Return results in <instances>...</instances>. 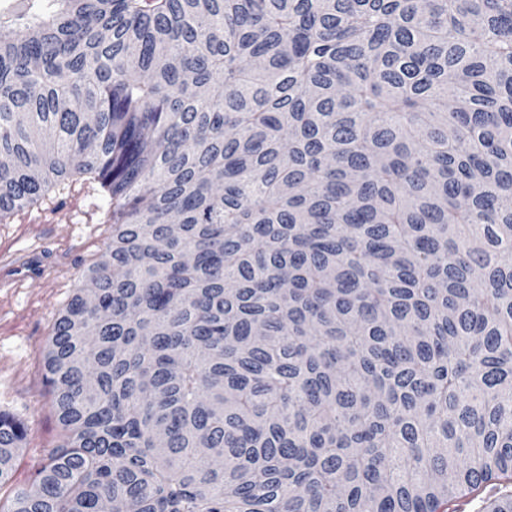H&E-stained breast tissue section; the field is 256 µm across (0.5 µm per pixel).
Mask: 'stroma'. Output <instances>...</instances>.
<instances>
[{"mask_svg": "<svg viewBox=\"0 0 512 512\" xmlns=\"http://www.w3.org/2000/svg\"><path fill=\"white\" fill-rule=\"evenodd\" d=\"M108 207L98 186L78 181L0 224V412L27 426L1 498L29 485L42 457L64 442L45 351L55 318L112 238L103 221Z\"/></svg>", "mask_w": 512, "mask_h": 512, "instance_id": "obj_1", "label": "stroma"}]
</instances>
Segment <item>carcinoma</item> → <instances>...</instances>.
<instances>
[{
  "label": "carcinoma",
  "mask_w": 512,
  "mask_h": 512,
  "mask_svg": "<svg viewBox=\"0 0 512 512\" xmlns=\"http://www.w3.org/2000/svg\"><path fill=\"white\" fill-rule=\"evenodd\" d=\"M15 0L0 224L107 245L0 512H449L512 484V0ZM0 413V485L25 440ZM486 512H512V489Z\"/></svg>",
  "instance_id": "cac0c4a2"
}]
</instances>
